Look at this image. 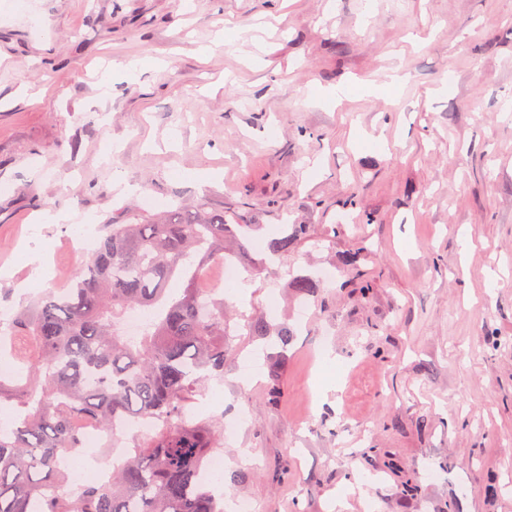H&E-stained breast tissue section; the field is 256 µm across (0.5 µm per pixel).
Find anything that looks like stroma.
<instances>
[{"label":"stroma","mask_w":512,"mask_h":512,"mask_svg":"<svg viewBox=\"0 0 512 512\" xmlns=\"http://www.w3.org/2000/svg\"><path fill=\"white\" fill-rule=\"evenodd\" d=\"M200 201L258 225L255 255L313 227L224 292L292 336L239 328L223 396L201 393L195 423L225 428L221 494L512 512V0H0V311L35 300L30 257L54 250L65 280L80 263L69 224L28 235L43 214L123 224ZM322 270L318 299L287 285ZM310 227L309 224H287L284 233L267 240L266 252L270 257H281L288 254L289 249L295 244L311 236Z\"/></svg>","instance_id":"35a3bbf8"}]
</instances>
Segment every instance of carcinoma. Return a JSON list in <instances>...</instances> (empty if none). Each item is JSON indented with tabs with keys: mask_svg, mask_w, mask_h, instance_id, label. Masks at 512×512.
<instances>
[{
	"mask_svg": "<svg viewBox=\"0 0 512 512\" xmlns=\"http://www.w3.org/2000/svg\"><path fill=\"white\" fill-rule=\"evenodd\" d=\"M236 228L204 203L143 223H109L65 290L46 292L11 319L0 356L16 376L0 378V404L22 418L0 429V512H224L202 475L216 434L187 422L185 406L207 381L224 377L231 351L220 291L201 287L206 266L265 264L252 261ZM310 236V225L289 224L266 252L284 256ZM290 285L319 295L314 276L296 274ZM133 306L150 313L136 343L117 330ZM140 418L157 428L136 438L110 483L62 491L68 475L59 462L83 450L84 422L112 424L115 441L120 421Z\"/></svg>",
	"mask_w": 512,
	"mask_h": 512,
	"instance_id": "obj_1",
	"label": "carcinoma"
}]
</instances>
